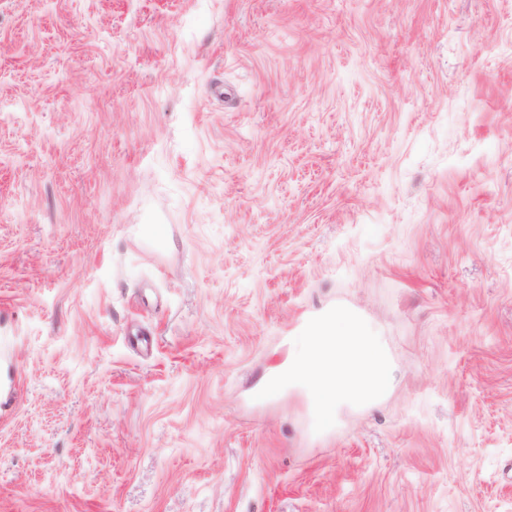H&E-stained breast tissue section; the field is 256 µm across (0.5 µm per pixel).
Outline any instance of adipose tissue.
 Instances as JSON below:
<instances>
[{
  "mask_svg": "<svg viewBox=\"0 0 512 512\" xmlns=\"http://www.w3.org/2000/svg\"><path fill=\"white\" fill-rule=\"evenodd\" d=\"M392 382L388 354L363 320L346 309L310 325L298 350L289 352L266 382L268 393L302 387L320 426L330 427L345 405L378 401Z\"/></svg>",
  "mask_w": 512,
  "mask_h": 512,
  "instance_id": "obj_1",
  "label": "adipose tissue"
}]
</instances>
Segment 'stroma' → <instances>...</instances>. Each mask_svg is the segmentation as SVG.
I'll return each mask as SVG.
<instances>
[{
	"mask_svg": "<svg viewBox=\"0 0 512 512\" xmlns=\"http://www.w3.org/2000/svg\"><path fill=\"white\" fill-rule=\"evenodd\" d=\"M0 512H512V0H0ZM391 382L388 354L376 336L368 334L360 317L336 309L307 328L299 349L268 378L266 391L302 387L319 425L328 428L342 406L375 403Z\"/></svg>",
	"mask_w": 512,
	"mask_h": 512,
	"instance_id": "stroma-1",
	"label": "stroma"
}]
</instances>
